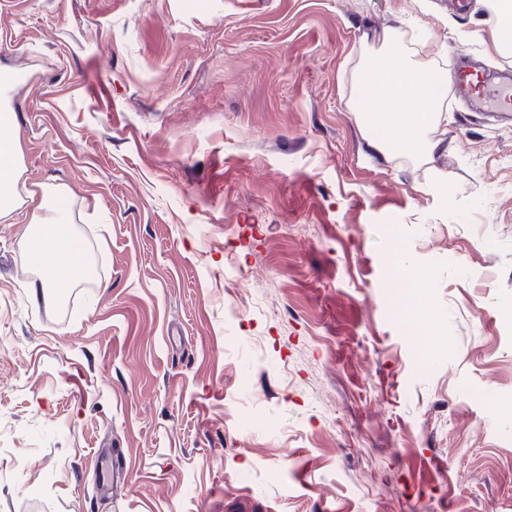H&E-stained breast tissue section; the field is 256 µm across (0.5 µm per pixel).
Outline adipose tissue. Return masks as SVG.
<instances>
[{
  "label": "adipose tissue",
  "instance_id": "obj_1",
  "mask_svg": "<svg viewBox=\"0 0 512 512\" xmlns=\"http://www.w3.org/2000/svg\"><path fill=\"white\" fill-rule=\"evenodd\" d=\"M447 76L420 50L406 46L401 37L386 32L379 49L365 52L354 74V88L371 120L385 129L384 139L374 141L383 154L396 152L432 159L437 148L431 131L445 118V108L435 94ZM62 190L40 187L29 194L33 205L23 239L31 264L40 272L31 284L33 293H59L81 255L64 226L59 206Z\"/></svg>",
  "mask_w": 512,
  "mask_h": 512
}]
</instances>
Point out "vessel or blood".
Here are the masks:
<instances>
[{"instance_id":"b4317fda","label":"vessel or blood","mask_w":512,"mask_h":512,"mask_svg":"<svg viewBox=\"0 0 512 512\" xmlns=\"http://www.w3.org/2000/svg\"><path fill=\"white\" fill-rule=\"evenodd\" d=\"M456 93L468 100L473 109L512 120V68L503 67L489 74L477 66H460L451 73Z\"/></svg>"}]
</instances>
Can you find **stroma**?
<instances>
[{
    "label": "stroma",
    "instance_id": "1",
    "mask_svg": "<svg viewBox=\"0 0 512 512\" xmlns=\"http://www.w3.org/2000/svg\"><path fill=\"white\" fill-rule=\"evenodd\" d=\"M494 23L490 0H0V512H512V122L451 92L433 160L385 156L353 86L387 30L447 73L512 66ZM42 185L82 250L56 304L28 297ZM5 116H12L10 112L0 113V208H7L15 204V185H16V169L12 162L17 152V140L2 131L9 127V122H5ZM9 156L10 162H6L5 158Z\"/></svg>",
    "mask_w": 512,
    "mask_h": 512
}]
</instances>
